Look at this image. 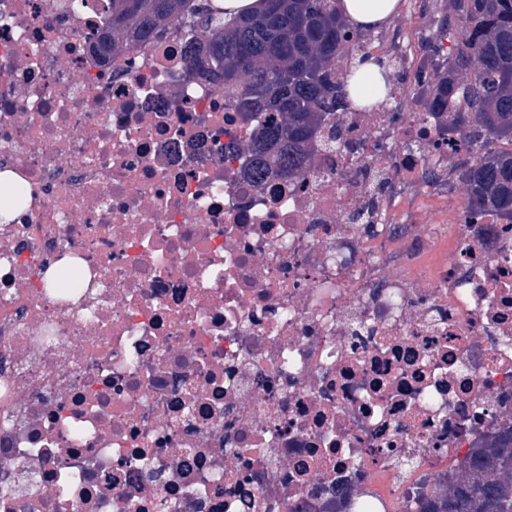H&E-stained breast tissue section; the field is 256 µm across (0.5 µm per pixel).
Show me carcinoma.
Here are the masks:
<instances>
[{
    "instance_id": "1",
    "label": "carcinoma",
    "mask_w": 512,
    "mask_h": 512,
    "mask_svg": "<svg viewBox=\"0 0 512 512\" xmlns=\"http://www.w3.org/2000/svg\"><path fill=\"white\" fill-rule=\"evenodd\" d=\"M455 18L440 17L424 69L435 80L420 88L437 109L456 95L455 75L470 71L465 100L449 125L474 139L512 143V0H456ZM110 19L92 40L103 59L163 37L182 22L190 77L235 94L245 122L267 113L254 135L247 180L296 178L310 163L320 129L355 107L351 70L331 61L370 56L367 34L336 15V0H261L257 14L224 16L216 0H108ZM468 186L467 208L512 219V149L477 153L451 170ZM442 479L418 492L419 512H512V426L461 455Z\"/></svg>"
}]
</instances>
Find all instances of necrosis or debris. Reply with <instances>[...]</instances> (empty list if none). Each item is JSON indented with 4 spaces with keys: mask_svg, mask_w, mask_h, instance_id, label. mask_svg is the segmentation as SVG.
I'll return each instance as SVG.
<instances>
[{
    "mask_svg": "<svg viewBox=\"0 0 512 512\" xmlns=\"http://www.w3.org/2000/svg\"><path fill=\"white\" fill-rule=\"evenodd\" d=\"M108 21L0 0L26 200L0 224V512H416L420 475L512 425V226L448 209L478 142L442 144L421 96L247 183L252 129L188 35L104 60Z\"/></svg>",
    "mask_w": 512,
    "mask_h": 512,
    "instance_id": "necrosis-or-debris-1",
    "label": "necrosis or debris"
}]
</instances>
